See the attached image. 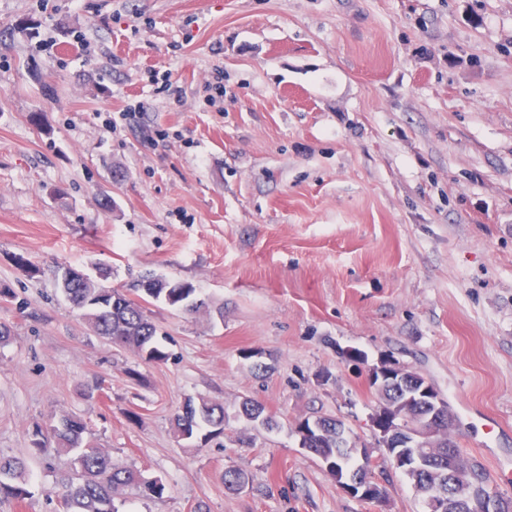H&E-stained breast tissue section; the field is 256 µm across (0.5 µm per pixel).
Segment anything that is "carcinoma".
I'll list each match as a JSON object with an SVG mask.
<instances>
[{
	"label": "carcinoma",
	"instance_id": "cac0c4a2",
	"mask_svg": "<svg viewBox=\"0 0 512 512\" xmlns=\"http://www.w3.org/2000/svg\"><path fill=\"white\" fill-rule=\"evenodd\" d=\"M74 270L67 269L58 278L63 296L82 312L93 331L113 344L125 347L149 362H163L168 354L163 350L159 329L147 313L146 304L155 301L172 307L185 315H195L204 306L196 298V288L188 283L167 281L157 288L143 287L149 275L137 280L136 297L105 285L111 270L101 273V280L73 278ZM243 416L261 421L271 427L274 421L265 414L262 405L251 399L240 405ZM323 431L314 446L315 454L332 462L331 475L336 468L347 469L353 449L348 447L343 427L336 419L323 418ZM174 432L183 439H193L201 431L206 435L224 433V406L204 398H188L172 418ZM33 450L41 455L63 450L73 454L72 467L60 478V505L62 512H119L115 501L129 488L143 496L161 500L166 485L162 478H146L140 471L115 464L109 451L96 443L83 419L65 415L59 423L45 432H33ZM25 461L0 457V500L23 502L31 497L25 479Z\"/></svg>",
	"mask_w": 512,
	"mask_h": 512
}]
</instances>
